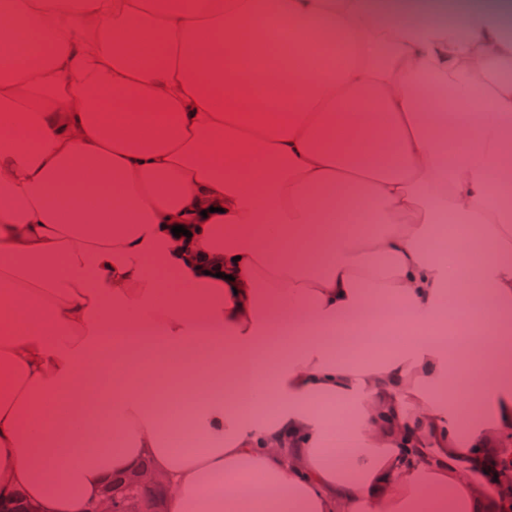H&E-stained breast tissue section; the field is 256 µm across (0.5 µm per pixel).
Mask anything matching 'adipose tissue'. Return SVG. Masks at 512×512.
<instances>
[{
	"instance_id": "1",
	"label": "adipose tissue",
	"mask_w": 512,
	"mask_h": 512,
	"mask_svg": "<svg viewBox=\"0 0 512 512\" xmlns=\"http://www.w3.org/2000/svg\"><path fill=\"white\" fill-rule=\"evenodd\" d=\"M511 24L512 0H0V53L53 37L0 76V496L91 512L146 462L168 512H490ZM336 35L362 60L314 51ZM444 213L480 248L446 260ZM175 372L171 418L148 381Z\"/></svg>"
}]
</instances>
